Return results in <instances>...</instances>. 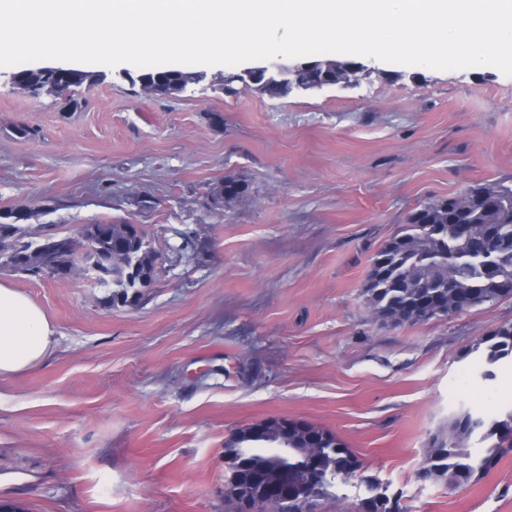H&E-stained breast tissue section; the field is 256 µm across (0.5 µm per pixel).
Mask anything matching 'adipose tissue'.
Masks as SVG:
<instances>
[{
  "label": "adipose tissue",
  "instance_id": "ef3b65f1",
  "mask_svg": "<svg viewBox=\"0 0 512 512\" xmlns=\"http://www.w3.org/2000/svg\"><path fill=\"white\" fill-rule=\"evenodd\" d=\"M53 336L46 311L17 288L0 282V376L43 363L51 352Z\"/></svg>",
  "mask_w": 512,
  "mask_h": 512
}]
</instances>
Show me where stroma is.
Wrapping results in <instances>:
<instances>
[{"label": "stroma", "instance_id": "stroma-1", "mask_svg": "<svg viewBox=\"0 0 512 512\" xmlns=\"http://www.w3.org/2000/svg\"><path fill=\"white\" fill-rule=\"evenodd\" d=\"M360 62L352 86L285 96L225 94L214 65L166 98L143 96L130 64L61 95L0 68V210L19 244L138 224L160 254L132 306L88 275L0 259L55 329L43 364L0 377V512H233L225 441L281 418L357 458L314 512L374 495L402 512H512V452L456 487L420 476L461 412H512V357L488 363L484 344L512 324V297L391 326L363 295L420 204L512 185V77ZM228 174L251 191L211 211L204 193Z\"/></svg>", "mask_w": 512, "mask_h": 512}]
</instances>
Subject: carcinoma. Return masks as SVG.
Returning <instances> with one entry per match:
<instances>
[{
	"label": "carcinoma",
	"instance_id": "carcinoma-1",
	"mask_svg": "<svg viewBox=\"0 0 512 512\" xmlns=\"http://www.w3.org/2000/svg\"><path fill=\"white\" fill-rule=\"evenodd\" d=\"M17 75L33 85L32 92L38 93L92 83L97 73L72 69L68 75L60 76L48 68L37 72L23 69ZM185 75L186 71L175 66L145 73L151 79L160 77L172 83ZM317 81L313 72H298L290 85H274L265 92L286 95ZM215 189L223 193L224 204L229 205L248 193L249 184L226 176L215 184ZM19 231L15 224H0V257L7 256L9 264L23 258L28 266L47 271L77 270L87 260L110 252L133 254L137 257L133 278L127 277L128 268L124 266L106 269L112 281L113 303L137 302L142 291L154 282L158 257L154 249L144 248L149 240L141 228L131 233L127 224H99L94 236L69 237L54 248L34 249L29 245L16 247L14 238ZM492 239L512 245L511 186L482 185L458 200L437 199L421 204L376 255L365 288L372 310L394 324H416L423 319L449 316L463 302L472 308L512 296V250L496 257L493 274L486 272L485 250ZM487 341L489 362L512 354V325L495 328ZM485 426L486 436L496 437L497 442L481 459L479 469L488 471L494 467L503 449L512 448V413L488 425L483 417L466 412L450 423L447 434L434 439L423 477L450 486L468 482L474 466L467 462L465 442ZM242 451L248 456L251 470L274 479L286 469L296 485L315 488L328 486L325 476L331 464H336L338 475L353 470L357 464L353 453L333 434L314 427L296 431L285 440L272 427L257 437L250 426L234 433L224 444L228 461L236 460ZM257 490L245 473L227 480L225 494L238 503Z\"/></svg>",
	"mask_w": 512,
	"mask_h": 512
}]
</instances>
